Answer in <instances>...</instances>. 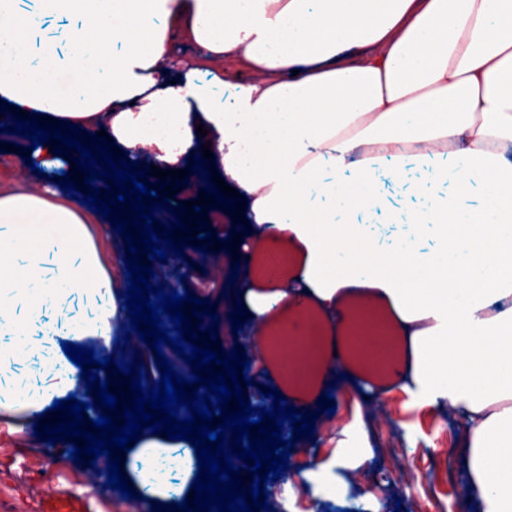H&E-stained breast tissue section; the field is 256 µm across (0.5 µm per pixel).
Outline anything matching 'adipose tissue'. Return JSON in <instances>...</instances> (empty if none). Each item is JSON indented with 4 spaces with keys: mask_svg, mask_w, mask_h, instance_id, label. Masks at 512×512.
Instances as JSON below:
<instances>
[{
    "mask_svg": "<svg viewBox=\"0 0 512 512\" xmlns=\"http://www.w3.org/2000/svg\"><path fill=\"white\" fill-rule=\"evenodd\" d=\"M20 2L0 0V111L152 147L164 168L210 144L245 205L238 250L301 252L294 287L241 289L246 316L307 297L332 320L342 289H373L409 338L404 390L460 413L481 512H512V0ZM183 44L194 64L165 70ZM58 145L27 152L41 194L0 183V269L119 289Z\"/></svg>",
    "mask_w": 512,
    "mask_h": 512,
    "instance_id": "1",
    "label": "adipose tissue"
}]
</instances>
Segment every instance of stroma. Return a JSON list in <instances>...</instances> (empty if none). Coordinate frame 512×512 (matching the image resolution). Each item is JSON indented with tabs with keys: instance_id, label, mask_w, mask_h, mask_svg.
<instances>
[{
	"instance_id": "1",
	"label": "stroma",
	"mask_w": 512,
	"mask_h": 512,
	"mask_svg": "<svg viewBox=\"0 0 512 512\" xmlns=\"http://www.w3.org/2000/svg\"><path fill=\"white\" fill-rule=\"evenodd\" d=\"M108 299L106 292L76 288L37 309L21 299L9 304L0 322V414L17 416L19 422L0 425V512H101L89 492L93 484L111 499V512H135V500L102 481L101 467L72 460L67 466L80 483L74 497L60 496L55 460L66 457L68 447L38 441L33 428L24 423L33 405L44 398L66 392L85 399L79 374L63 369L58 350L65 342L82 344L89 335L110 338L112 325L99 316L100 304ZM254 331L251 324L239 332L222 325L215 336H200L196 344L246 354V375L253 383L244 387L243 397L252 406L263 407L264 393L274 381L266 376ZM331 394L335 413L319 414L316 439L295 443L287 470L266 485L267 491L281 493L288 512H372L378 500L385 512H479L477 500L465 491V434L455 411L445 405L422 406L400 392L379 399L346 379L337 382ZM149 439L171 445L181 458V466L170 473L168 492L172 500L182 501L191 492L197 470L193 446L143 430L140 441ZM140 441L131 442L129 452L119 455L123 475L134 489L140 486L143 467ZM335 456L345 461L336 479L349 481L350 494L342 496L331 488L310 497L303 494L307 471Z\"/></svg>"
}]
</instances>
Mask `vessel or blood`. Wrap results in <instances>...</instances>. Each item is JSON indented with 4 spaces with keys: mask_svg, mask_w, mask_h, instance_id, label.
<instances>
[{
    "mask_svg": "<svg viewBox=\"0 0 512 512\" xmlns=\"http://www.w3.org/2000/svg\"><path fill=\"white\" fill-rule=\"evenodd\" d=\"M297 258L280 242H261L254 248L251 274L262 281L285 284ZM337 325L326 323L317 310L299 302L279 310L263 323L259 337L300 332L317 337V349L308 360L305 378L288 373L282 360L267 357L266 367L290 399L307 403L324 385L335 362L378 390L396 387L404 373V362L396 343V325L388 308L367 292L354 291L340 300Z\"/></svg>",
    "mask_w": 512,
    "mask_h": 512,
    "instance_id": "b4317fda",
    "label": "vessel or blood"
}]
</instances>
